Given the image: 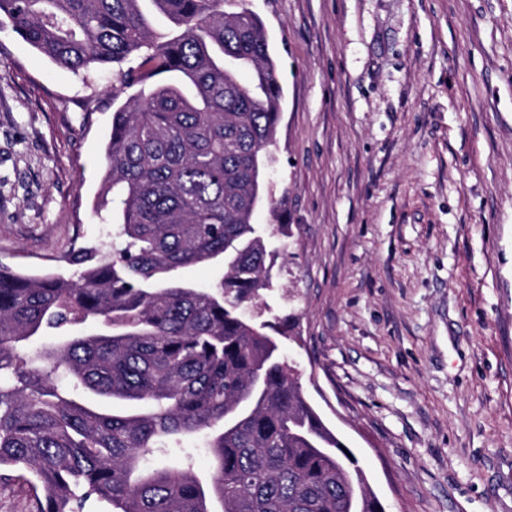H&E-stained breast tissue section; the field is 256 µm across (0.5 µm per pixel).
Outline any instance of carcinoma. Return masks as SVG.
<instances>
[{"label":"carcinoma","instance_id":"1","mask_svg":"<svg viewBox=\"0 0 512 512\" xmlns=\"http://www.w3.org/2000/svg\"><path fill=\"white\" fill-rule=\"evenodd\" d=\"M235 2L0 0V28L56 65L112 70L115 99L138 87L104 148L117 242L67 274L0 266V471L33 512H385L269 334L292 318L242 315L288 225L254 223L283 92ZM192 266L223 273L200 286ZM194 438L209 477L156 460Z\"/></svg>","mask_w":512,"mask_h":512}]
</instances>
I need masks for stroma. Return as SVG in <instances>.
<instances>
[{
    "instance_id": "obj_1",
    "label": "stroma",
    "mask_w": 512,
    "mask_h": 512,
    "mask_svg": "<svg viewBox=\"0 0 512 512\" xmlns=\"http://www.w3.org/2000/svg\"><path fill=\"white\" fill-rule=\"evenodd\" d=\"M278 61L261 305L387 512H512V0H245ZM0 29V263L65 272L117 103Z\"/></svg>"
}]
</instances>
